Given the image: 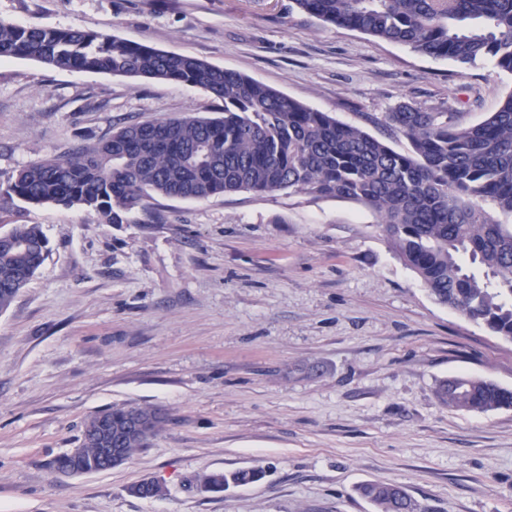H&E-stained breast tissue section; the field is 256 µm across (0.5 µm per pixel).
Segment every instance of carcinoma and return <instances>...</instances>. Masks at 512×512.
<instances>
[{"label": "carcinoma", "mask_w": 512, "mask_h": 512, "mask_svg": "<svg viewBox=\"0 0 512 512\" xmlns=\"http://www.w3.org/2000/svg\"><path fill=\"white\" fill-rule=\"evenodd\" d=\"M327 25L349 28L460 69L491 61L512 74V0H293ZM24 57L61 70L184 83L224 100V115H162L126 125L64 157L23 166L0 197L29 206L82 208L122 224L159 196L206 200L229 192L302 193L340 198L377 214L378 227L432 298L492 335L512 342V91L482 121L399 104L383 116L410 150L398 152L362 127L341 123L244 74L206 60L82 29L21 27L0 20V57ZM49 254L38 224L0 241V313L26 288ZM438 400L477 414L512 409V390L464 375L439 381ZM158 428L126 444L131 457ZM81 453L55 469H102L87 431ZM264 477L260 468L198 478L222 491ZM357 494L375 512H425L395 483L368 481Z\"/></svg>", "instance_id": "obj_1"}]
</instances>
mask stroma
Listing matches in <instances>:
<instances>
[{"label": "stroma", "instance_id": "obj_1", "mask_svg": "<svg viewBox=\"0 0 512 512\" xmlns=\"http://www.w3.org/2000/svg\"><path fill=\"white\" fill-rule=\"evenodd\" d=\"M0 20L80 28L243 73L409 148L378 119L401 103L483 120L512 91L486 62L324 24L292 0H0ZM186 84L0 59V184L22 166L161 114L218 116ZM123 224L0 201L50 252L0 313V512H373L354 488L402 485L429 512H512V410L451 411L455 374L512 389V343L435 302L378 217L344 199L252 191L165 199ZM167 421L124 465L50 463L115 405ZM262 466L201 491L199 476ZM160 481L164 495L130 485Z\"/></svg>", "mask_w": 512, "mask_h": 512}]
</instances>
